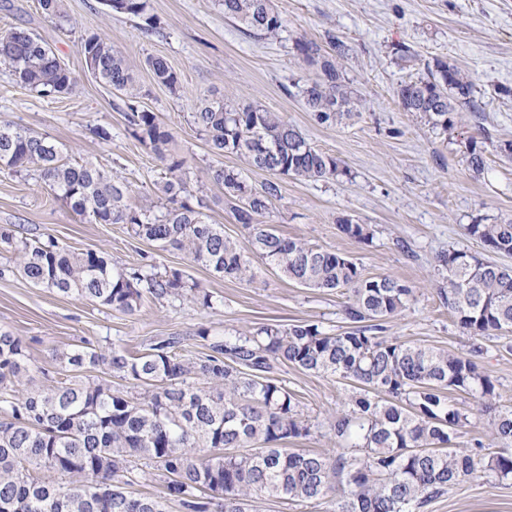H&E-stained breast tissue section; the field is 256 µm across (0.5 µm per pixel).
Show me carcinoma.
Returning a JSON list of instances; mask_svg holds the SVG:
<instances>
[{"instance_id":"carcinoma-1","label":"carcinoma","mask_w":512,"mask_h":512,"mask_svg":"<svg viewBox=\"0 0 512 512\" xmlns=\"http://www.w3.org/2000/svg\"><path fill=\"white\" fill-rule=\"evenodd\" d=\"M44 17L69 21L64 0H37ZM110 11L141 16L145 0H102ZM224 15L255 38L278 34L284 21L272 0H223ZM330 52L300 41L297 50L320 69L301 87L306 105L320 123L353 115L355 100L339 61L347 45L329 38ZM86 72L120 95L132 134L158 159L169 177L156 189L169 204L160 215L131 203L129 186L103 168L73 163L62 149L23 127L0 125V167L35 171L50 192L72 211L98 224H128L134 235L185 252L192 262L239 280L252 279L249 252H258L289 280L307 288L340 290L351 330L327 333L315 325L280 330L261 327L249 336L220 337L202 331L208 353L196 360L181 353L169 337L139 357L122 349L108 352L69 349L56 359L78 370H102L84 381L30 392L29 364L21 339L0 328V403L11 418L0 420V512H250L256 497L302 501L331 499L333 512H422L448 488L489 470L512 478V410L491 423L495 451L479 456L453 446L467 412L448 403L449 389L468 393L484 406L496 386L473 356L374 335L382 322L400 312L413 289L391 276L365 278L340 252L284 237L264 224L278 186L254 192L240 173L217 169L224 203L249 229L248 244L224 237L200 210L181 201L190 192L185 162L171 153L173 134L149 111L138 110L135 77L122 53L100 34L80 42ZM0 60L14 81L42 97L74 92L77 76L37 33L20 27L0 32ZM147 65L155 81L177 92V74L160 57ZM473 84L457 66L435 60L424 77L402 82L398 99L407 112L433 127L448 129L462 119L458 106L471 102ZM193 124L217 153L236 154L254 170L319 181L342 172L336 157L311 147L281 116L254 105L225 106L203 99ZM467 167L481 174L484 152L472 148ZM341 231L358 240L368 228L345 219ZM467 233L497 253L512 255V220L470 224ZM0 244L18 253V269L32 285L62 295L76 293L114 311L131 315L143 299H194L210 307V295L189 286L178 271L127 272L109 267L95 250L75 251L45 242L19 240L0 228ZM448 271L440 292L461 328L493 338L512 333V273L466 251L439 257ZM331 374L357 385L349 408L336 414L332 430L340 451L288 452L275 444L309 434L297 402L268 377L273 364ZM126 382L112 389L110 377ZM212 449L208 455L204 449ZM146 460L162 471L166 497L127 491L134 462Z\"/></svg>"}]
</instances>
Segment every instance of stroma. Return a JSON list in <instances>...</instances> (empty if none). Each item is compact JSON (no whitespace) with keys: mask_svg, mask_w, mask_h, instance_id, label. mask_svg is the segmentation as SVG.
I'll list each match as a JSON object with an SVG mask.
<instances>
[{"mask_svg":"<svg viewBox=\"0 0 512 512\" xmlns=\"http://www.w3.org/2000/svg\"><path fill=\"white\" fill-rule=\"evenodd\" d=\"M274 5L283 29L256 39L225 17L221 0H146L142 17L111 12L99 0H65L72 20L65 27L45 18L37 0H0V30L31 29L80 76L71 95L46 98L17 85L1 62L0 123L50 136L68 158L97 164L126 182L137 206L160 211L155 183L164 177L165 163L132 135L118 97L84 73L81 36L107 35L136 77L138 107L155 113L173 133V153L187 162L192 194L204 199L208 222L220 225L225 237L244 243L248 231L225 206L213 170L241 171L256 190L276 182L279 192L264 221L279 234L344 253L365 277L392 276L412 286L413 301L384 323L383 338L451 353L481 348L476 361L496 385L493 410L480 411L458 390L447 397L469 414L457 445L490 448L496 408L512 406V338L488 340L460 327L440 298L448 282L438 258L460 249L512 266V256L490 251L466 232L470 224L512 219V161L496 151L499 143L512 140V0H274ZM149 17L157 23L151 32L143 29ZM332 35L350 49L343 73L360 106L352 120L322 124L299 89L319 70L297 53L295 43L309 41L325 50ZM401 45L411 49L412 58L396 54ZM155 56L177 73L179 93L155 81L146 64ZM437 58L471 77L483 109L481 116L466 114L464 126L448 131L404 111L396 95L402 81L424 75L427 63ZM213 96L229 105L279 113L312 147L336 157L342 174L315 182L275 177L247 169L236 155L212 153L192 114L199 99ZM96 126L107 129L109 139L95 136ZM472 142L488 160L480 176L466 165ZM346 218L366 225L369 240L344 234L339 224ZM0 226L30 240L51 238L78 250L106 251L115 268L180 271L211 298L207 308L189 300H148L125 315L77 295L33 286L18 273L13 251L0 247V327L23 341L32 391L73 377V370L53 356L67 348L107 352L116 346L136 355L175 336L195 357L204 350L203 330L222 337L263 325L314 324L336 333L349 328L339 293L303 287L257 256L254 280L223 277L179 250L134 237L128 225L84 220L32 171L0 168ZM271 377L297 399L299 416L309 428L308 435L285 441V448L335 455L331 426L354 384L282 363ZM425 512H512V480L482 472L449 488Z\"/></svg>","mask_w":512,"mask_h":512,"instance_id":"stroma-1","label":"stroma"}]
</instances>
